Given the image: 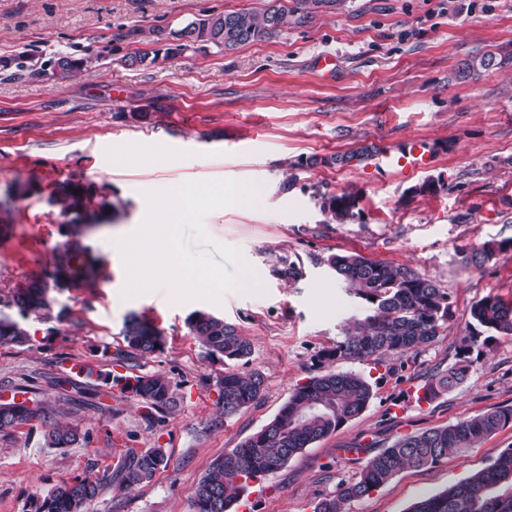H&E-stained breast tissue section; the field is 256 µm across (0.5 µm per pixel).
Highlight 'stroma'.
<instances>
[{"instance_id": "obj_1", "label": "stroma", "mask_w": 512, "mask_h": 512, "mask_svg": "<svg viewBox=\"0 0 512 512\" xmlns=\"http://www.w3.org/2000/svg\"><path fill=\"white\" fill-rule=\"evenodd\" d=\"M267 0H0V56H21L18 74L0 72V286L52 271L66 242V221L49 202L58 183L75 179L116 204L83 242L100 263L95 286L73 281L57 292L65 322L30 320L24 345L0 344V386L54 409V421L79 427L83 441L47 446L36 421L0 435V512H29L30 497L88 467L111 469L127 449L160 448L169 459L150 483L105 490L97 512H191L210 464L261 430L292 390L315 375L317 355L334 346L368 304L347 293L326 260L359 254L406 264L447 291L452 316L435 342L382 362H335L365 375L373 399L357 418L313 444L279 472L253 484L235 512H312L339 483L397 438L512 406V337L473 354L467 380L426 403L417 390L455 360L471 306L488 295L512 300V252L483 268L461 250L512 238V69L459 81L458 64L477 53L512 51V0H348L306 25L232 51L189 49L147 66H126L135 49H152L163 32L211 11L259 12ZM334 53V76H320L316 56ZM97 54L100 67L64 77L54 60ZM146 120H138V113ZM424 142L430 163L396 174L371 160L350 167L309 165L310 157L364 145L405 149ZM233 179L253 185L259 206H228L204 224L216 241L237 247L258 275L260 294L229 292L220 302L171 304L149 293L122 300L119 238L144 222L148 192L188 181ZM435 180L436 191H423ZM27 195L8 198L16 184ZM352 191L361 212L328 224L321 194ZM204 311L249 339V368L264 376L261 399L206 431L218 413L223 362L206 356L187 325ZM162 333V351L125 349L126 317ZM92 377L63 404L54 381L72 362ZM168 377L181 397L175 410L147 422L139 404L111 394L108 373ZM512 447V427L464 454L407 468L345 512H407L485 467Z\"/></svg>"}]
</instances>
